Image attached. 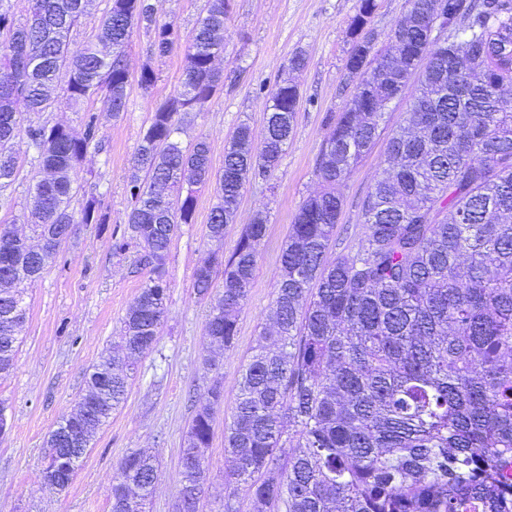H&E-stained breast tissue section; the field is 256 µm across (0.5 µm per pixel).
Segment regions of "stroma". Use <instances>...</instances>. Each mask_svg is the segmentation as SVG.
Returning <instances> with one entry per match:
<instances>
[{"mask_svg":"<svg viewBox=\"0 0 512 512\" xmlns=\"http://www.w3.org/2000/svg\"><path fill=\"white\" fill-rule=\"evenodd\" d=\"M229 3L224 52L216 61L224 82L203 112L180 123L177 138L185 146L206 140L212 169L220 171L224 149L240 124H249L254 138L262 139L268 94L276 83L291 79L299 85L303 101L285 153L266 180L246 183L236 219L224 229L222 248L206 237L216 202L214 188H199L193 223L182 225L170 245L169 303L157 341L141 357L124 404L97 430L70 485L61 491L49 488L43 479L49 434L63 415L74 410L91 366L117 343L121 320L143 281L133 270V252H113L112 234L126 226V180L140 134L155 106L174 94L184 78L183 47L158 56L151 35L134 29L126 49L128 110L117 120L102 110L100 102H93L100 142L90 145L76 176L79 199L101 198L110 221L75 225L54 263L28 286L16 363L10 372L0 374V400L9 416V429L0 437V512H110L116 469L132 448L155 453L160 463L147 512H175L186 432L215 386L221 387L224 400L213 409L206 481L197 510L224 512L230 503L237 512H251L244 485L231 487L225 480L229 462L224 425L235 406L242 368L259 332L270 323L280 255L290 227L303 201L319 188L315 167L328 133L324 117L340 112L352 98L354 84L345 60L361 0ZM298 52L306 65L289 70V60ZM147 65L156 74L148 91L138 84ZM385 148V139H378L339 185L344 204L331 253L363 237L366 226L359 202L374 182ZM31 156L27 148H20L18 178L0 190V228L19 234L28 231L23 213L35 174ZM259 213L266 214L268 222L253 285L233 346L217 350L205 334L210 301L196 295L193 273L213 251L228 255Z\"/></svg>","mask_w":512,"mask_h":512,"instance_id":"stroma-1","label":"stroma"}]
</instances>
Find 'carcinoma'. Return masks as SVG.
Listing matches in <instances>:
<instances>
[{
    "label": "carcinoma",
    "mask_w": 512,
    "mask_h": 512,
    "mask_svg": "<svg viewBox=\"0 0 512 512\" xmlns=\"http://www.w3.org/2000/svg\"><path fill=\"white\" fill-rule=\"evenodd\" d=\"M409 9L374 50L363 32L375 0H361L345 67L355 83L353 108L326 116L329 133L316 175L322 190L300 207L281 253L282 274L269 333H260L243 368L224 434L227 483L247 487L252 512H512V0H444L449 43L463 50L448 72L445 52L427 42L434 0ZM93 0H29L15 23L0 7V188L16 179L20 143L42 177L33 187L28 223L36 243L0 231V373L15 365L26 318L24 289L53 263L76 224H106L91 196L72 208L74 175L98 133L87 113L78 135L62 124L23 126L61 102L93 97L120 118L127 111L125 48L132 30L153 34L155 53L179 45L180 31L157 19L154 0H110L100 40L78 54L69 37ZM229 0H206L186 46L180 89L156 106L134 153L126 192L127 228L112 234L116 253L137 247L136 272L147 271L129 305L122 354L103 353L78 399L92 410L81 440L50 433L52 450L90 445L125 399L130 360L150 351L167 311L168 253L180 225L194 220V186L215 180L217 203L207 237L220 242L234 222L241 189L265 179L284 153L301 99L290 80L269 92L265 133L254 149L249 126L225 147L213 173L210 150L174 138L181 117L199 112L223 83L215 66L224 51ZM418 85L407 123L393 130L385 159L360 207L366 232L328 261L348 171L379 138L385 109ZM266 219L258 214L223 260V288L211 295L215 265L193 273L210 298V344L227 349L252 287ZM193 417L179 473L181 489L204 484V453L213 406ZM159 463L133 451L118 465L111 512H141ZM73 476L49 458L44 481L65 489Z\"/></svg>",
    "instance_id": "carcinoma-1"
}]
</instances>
